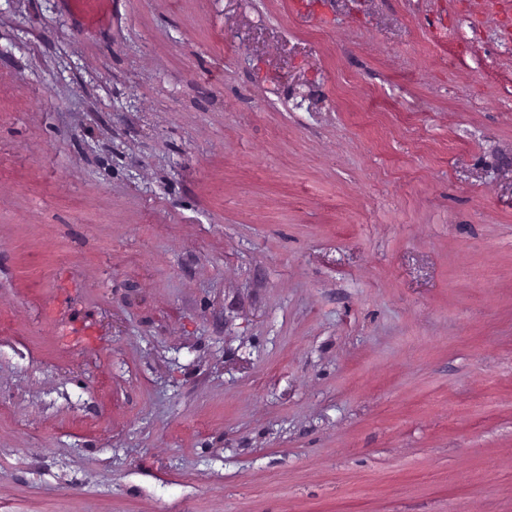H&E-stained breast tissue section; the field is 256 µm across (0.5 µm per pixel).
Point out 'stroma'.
Masks as SVG:
<instances>
[{
  "label": "stroma",
  "instance_id": "35a3bbf8",
  "mask_svg": "<svg viewBox=\"0 0 512 512\" xmlns=\"http://www.w3.org/2000/svg\"><path fill=\"white\" fill-rule=\"evenodd\" d=\"M0 512H512V0H0Z\"/></svg>",
  "mask_w": 512,
  "mask_h": 512
}]
</instances>
